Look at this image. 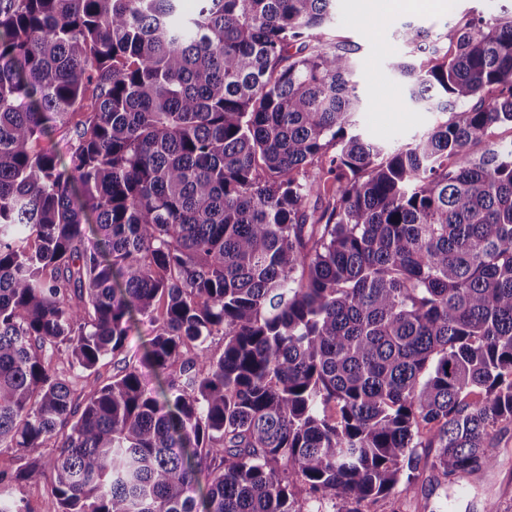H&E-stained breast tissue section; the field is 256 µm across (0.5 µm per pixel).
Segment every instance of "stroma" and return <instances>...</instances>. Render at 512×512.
Returning <instances> with one entry per match:
<instances>
[{
  "mask_svg": "<svg viewBox=\"0 0 512 512\" xmlns=\"http://www.w3.org/2000/svg\"><path fill=\"white\" fill-rule=\"evenodd\" d=\"M350 3L336 0L334 23L326 36L353 45L358 127L367 139L388 148L412 142L446 119L445 114L411 105L406 83L392 69L394 61L411 55L401 37L403 27L422 29L432 38L446 23L490 14L496 6L512 7V0H421L416 7L394 10L375 21L356 18ZM465 485L468 492L461 497L457 485L422 474L407 493L402 512H512V431L502 438L494 469L466 479Z\"/></svg>",
  "mask_w": 512,
  "mask_h": 512,
  "instance_id": "stroma-1",
  "label": "stroma"
}]
</instances>
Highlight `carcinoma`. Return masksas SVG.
<instances>
[{
    "label": "carcinoma",
    "mask_w": 512,
    "mask_h": 512,
    "mask_svg": "<svg viewBox=\"0 0 512 512\" xmlns=\"http://www.w3.org/2000/svg\"><path fill=\"white\" fill-rule=\"evenodd\" d=\"M179 2L0 0V449L28 457L0 484L51 481L46 512H371L492 468L512 11L403 30L409 100L449 118L387 150L323 39L335 0ZM137 315L153 392L122 356ZM62 352L117 373L78 402Z\"/></svg>",
    "instance_id": "cac0c4a2"
}]
</instances>
